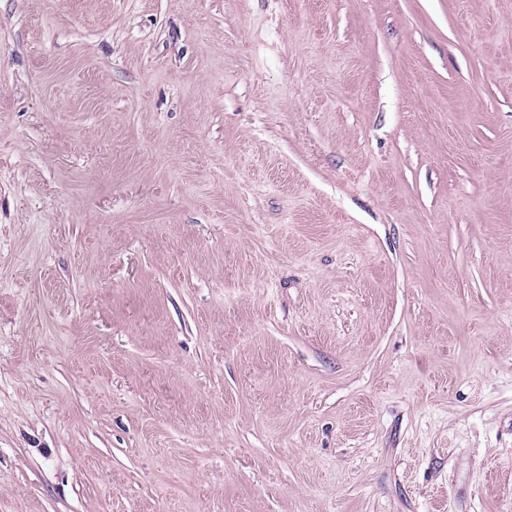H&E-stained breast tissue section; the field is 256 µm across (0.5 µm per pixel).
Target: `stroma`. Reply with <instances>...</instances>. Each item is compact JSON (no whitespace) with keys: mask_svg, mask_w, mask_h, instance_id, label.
Returning a JSON list of instances; mask_svg holds the SVG:
<instances>
[{"mask_svg":"<svg viewBox=\"0 0 512 512\" xmlns=\"http://www.w3.org/2000/svg\"><path fill=\"white\" fill-rule=\"evenodd\" d=\"M0 512H512V0H0Z\"/></svg>","mask_w":512,"mask_h":512,"instance_id":"35a3bbf8","label":"stroma"}]
</instances>
